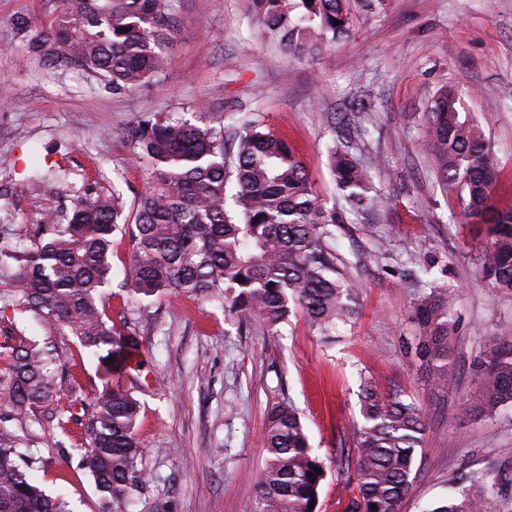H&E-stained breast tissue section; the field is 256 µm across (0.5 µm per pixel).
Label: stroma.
<instances>
[{"mask_svg":"<svg viewBox=\"0 0 512 512\" xmlns=\"http://www.w3.org/2000/svg\"><path fill=\"white\" fill-rule=\"evenodd\" d=\"M181 20L164 72L116 96L78 69L48 70L27 56L17 18L48 23L60 0H0V238L26 245L42 214L94 189L136 204L149 172L131 130L160 112L214 127L250 115L288 139L327 202L340 194L327 148L338 130L373 173V199L344 209L333 228L336 265L353 283L352 314L329 335L294 311L278 334L225 314L224 302L166 293L134 301L121 284L133 261L115 234L105 307L136 332L145 389L135 435L147 475L134 512H247L265 462L261 436L274 403H292L323 459L318 512H345L353 495L355 430L364 381L420 406L426 430L403 512H428L465 470L497 468L512 480V405L492 419H463L483 337L512 336V294L492 292L479 272V225L428 167L424 114L446 87L481 127L500 163L493 204L512 209V0H379L354 6L349 32L313 55L286 54L247 13L248 0H177ZM63 166L65 182L50 168ZM453 293L455 375L432 383L417 359L416 301ZM23 335L55 352L86 395L97 361L76 338L30 312L6 307ZM79 426L62 435L0 405V439L16 441L47 495L70 512H102L75 452Z\"/></svg>","mask_w":512,"mask_h":512,"instance_id":"35a3bbf8","label":"stroma"}]
</instances>
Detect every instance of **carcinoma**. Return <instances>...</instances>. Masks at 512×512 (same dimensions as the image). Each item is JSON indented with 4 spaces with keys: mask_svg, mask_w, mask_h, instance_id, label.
<instances>
[{
    "mask_svg": "<svg viewBox=\"0 0 512 512\" xmlns=\"http://www.w3.org/2000/svg\"><path fill=\"white\" fill-rule=\"evenodd\" d=\"M251 5L265 33L298 55L320 50L324 40L343 35L352 22L350 0H251ZM179 27L175 0H61L49 23L34 26L21 18L16 24L31 57L50 68L80 69L117 95L162 74ZM424 123L438 184L448 193L464 191L469 223L486 225L482 278L493 291L512 293V210L490 205L499 173L492 148L478 125L462 115L451 88L433 100ZM136 142L137 158L150 173L134 211H127L116 188L110 195L89 190L69 208L44 215L30 247L12 255L0 248V257L14 259L20 269L0 289V301L75 336L97 359L102 376V389L90 400L75 380L62 388L55 353L18 335L7 319L0 325V401L34 424L56 423L63 434L73 424L83 427L86 446L79 452L103 512L114 503L137 502L147 482L135 437L140 401L124 388L140 379L144 352L134 333L109 324L103 307L104 288L112 283L113 235H129L134 268L124 287L134 295H223L234 313L271 334L296 308L327 333L348 314L345 299L352 288L327 245L330 227L343 223L342 214L320 197L286 140L248 118L226 131L158 114L137 124ZM328 160L350 207L365 205L369 168L337 144L328 148ZM231 182L237 189L233 209L227 195ZM414 319L417 357L435 382H448L453 373L448 292L423 296ZM474 371L476 385L463 413L481 421L512 404V336L489 337ZM361 416L356 494L345 512H401L425 429L422 409L367 382ZM262 446L266 463L250 512H317L311 501L319 499L326 468L312 453L290 403L269 410ZM455 484V494L429 512H495L494 476L460 474ZM0 512H65L63 500L41 490L16 448L3 443Z\"/></svg>",
    "mask_w": 512,
    "mask_h": 512,
    "instance_id": "cac0c4a2",
    "label": "carcinoma"
}]
</instances>
